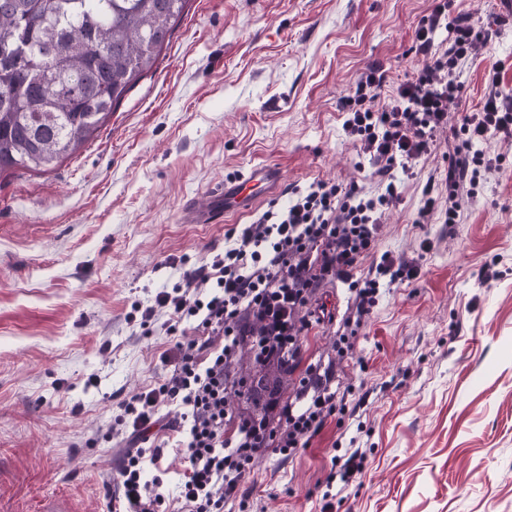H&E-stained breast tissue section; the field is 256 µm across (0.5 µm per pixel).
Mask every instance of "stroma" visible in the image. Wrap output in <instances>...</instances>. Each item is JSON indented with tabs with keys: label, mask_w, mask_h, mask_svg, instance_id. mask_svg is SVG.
I'll return each instance as SVG.
<instances>
[{
	"label": "stroma",
	"mask_w": 512,
	"mask_h": 512,
	"mask_svg": "<svg viewBox=\"0 0 512 512\" xmlns=\"http://www.w3.org/2000/svg\"><path fill=\"white\" fill-rule=\"evenodd\" d=\"M433 0H189L152 70L73 156L47 172L0 173V512H113L112 477L127 452L119 402L162 383V358L194 339L169 332L150 305L222 251L228 236L294 188L323 180L373 189L371 166L342 129L341 100L382 64L390 95L422 59L415 32ZM512 92V28L467 66L460 108L478 109L486 74ZM439 144L382 215L380 250L419 258V277L382 294L344 354L336 331L351 294L331 283L335 315L301 333L303 364L333 362L336 386L360 401L355 419L330 416L289 458L261 449L245 505L224 512H512V157L487 174L462 221L416 223L428 179L448 170ZM282 183L218 224L185 218L250 166ZM497 278L486 279V270ZM360 433L363 472L325 500L334 455ZM159 432L160 512H188L178 486L189 469Z\"/></svg>",
	"instance_id": "stroma-1"
}]
</instances>
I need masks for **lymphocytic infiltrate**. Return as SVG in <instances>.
I'll list each match as a JSON object with an SVG mask.
<instances>
[{
  "instance_id": "obj_1",
  "label": "lymphocytic infiltrate",
  "mask_w": 512,
  "mask_h": 512,
  "mask_svg": "<svg viewBox=\"0 0 512 512\" xmlns=\"http://www.w3.org/2000/svg\"><path fill=\"white\" fill-rule=\"evenodd\" d=\"M448 8V0H435L415 37L414 52L424 65L388 99L380 97L384 73L372 65L342 103L343 130L373 166L377 194H366L355 183L343 188L323 180L293 189L286 205L244 225L222 252L183 271L143 310L146 322L160 308L175 321H195L197 337L175 345L163 383L119 404L131 449L119 466L117 512H158L163 500L161 479L143 477L144 460L161 454L145 447L160 406L181 409L172 428L180 435L177 449L190 465L180 496L191 512H224L226 502L247 497L242 482L263 444L292 454L308 445L329 416L349 413L344 397L331 387L330 370L301 363L303 308L326 282L348 285L354 297L340 337L348 343V330L373 314L381 289L419 271L415 262L378 249L382 211L399 201V178L415 177L417 162L436 147L440 135L452 133L456 145L441 219L456 224L461 199L475 196L485 174L503 160L487 152L486 144L512 145V94L500 90L496 70L487 74L482 106L462 112L456 125L448 123L449 104L463 99V70L495 30L512 26V12L486 23L468 15L449 17ZM446 29L452 33L448 46L437 49L436 37ZM367 259L372 262L368 268L363 265ZM257 319L269 324L271 335L288 339L284 348L264 344L260 359L284 358L290 370L304 372L294 402H282L273 389L257 388L260 416L227 407V393L237 384V351Z\"/></svg>"
}]
</instances>
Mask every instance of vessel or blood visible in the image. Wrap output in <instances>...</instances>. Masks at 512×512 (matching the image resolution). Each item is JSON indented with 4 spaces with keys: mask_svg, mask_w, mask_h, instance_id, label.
Segmentation results:
<instances>
[{
    "mask_svg": "<svg viewBox=\"0 0 512 512\" xmlns=\"http://www.w3.org/2000/svg\"><path fill=\"white\" fill-rule=\"evenodd\" d=\"M282 178L278 168L264 164L252 166L239 179L225 183L223 191L210 194L204 207L195 210L191 219L199 223H215L227 213L246 211L254 201V189L269 187Z\"/></svg>",
    "mask_w": 512,
    "mask_h": 512,
    "instance_id": "vessel-or-blood-1",
    "label": "vessel or blood"
}]
</instances>
